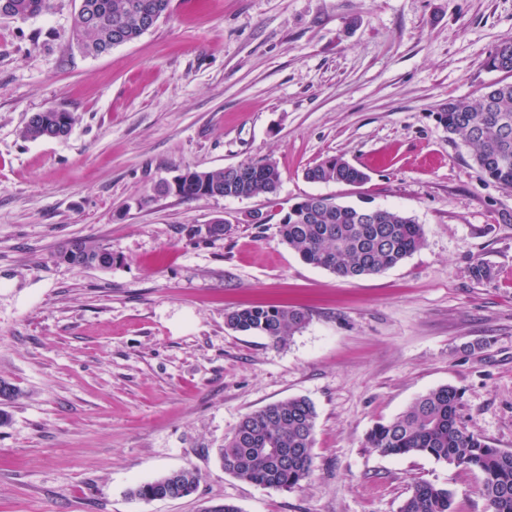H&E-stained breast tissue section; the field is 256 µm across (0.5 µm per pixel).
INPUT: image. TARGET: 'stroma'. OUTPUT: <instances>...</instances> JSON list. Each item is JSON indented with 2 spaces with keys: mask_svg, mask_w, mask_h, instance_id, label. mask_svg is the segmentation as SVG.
I'll list each match as a JSON object with an SVG mask.
<instances>
[{
  "mask_svg": "<svg viewBox=\"0 0 512 512\" xmlns=\"http://www.w3.org/2000/svg\"><path fill=\"white\" fill-rule=\"evenodd\" d=\"M76 7L0 19V380L18 391L0 512H399L423 481L485 512L477 472L384 456L365 436L451 385L460 426L512 450V189L482 179L436 118L512 83L483 64L512 38V0H173L97 57L67 39ZM48 108L72 115L69 135L24 138ZM332 156L368 180L305 179ZM265 160L273 195L153 192L187 169ZM317 194L397 210L423 244L352 280L309 265L277 227ZM217 219L223 235L208 236ZM76 240L111 245V268L61 261ZM480 263L491 278L473 276ZM261 303L310 321L281 346L227 326ZM295 396L317 411L310 476L281 491L225 472L240 418ZM177 469L200 475L190 496L128 497Z\"/></svg>",
  "mask_w": 512,
  "mask_h": 512,
  "instance_id": "obj_1",
  "label": "stroma"
}]
</instances>
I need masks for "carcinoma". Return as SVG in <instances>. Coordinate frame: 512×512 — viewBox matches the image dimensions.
<instances>
[{
  "mask_svg": "<svg viewBox=\"0 0 512 512\" xmlns=\"http://www.w3.org/2000/svg\"><path fill=\"white\" fill-rule=\"evenodd\" d=\"M54 0H0V17L25 20L51 10ZM153 7L156 21L169 16L171 0H79L69 41L84 54L131 43L143 31L140 12ZM485 64L512 72V40L488 53ZM448 134L473 149L478 173L505 188H512V83H493L479 95L448 100L437 113ZM72 117L53 109L34 114L23 136L37 140L68 131ZM281 174L272 161L243 163L235 170H186L180 174L178 196L251 198L277 191ZM312 182L358 184L367 174L341 157H329L306 172ZM278 235L300 258L341 279L374 275L400 264L418 249L423 229L412 218L381 209L374 220H362L360 208L343 206L324 196H307L281 218ZM59 257L71 264L112 268V247H91L75 241ZM307 310L279 305H258L227 314V325L242 333L265 336L283 344L309 322ZM459 394L450 385L420 395L391 421L376 424L365 437L368 447L385 456L424 454L450 466L474 470L481 477L480 493L488 512H512V450L494 448L482 437L465 431L457 421ZM317 413L304 397L271 402L244 414L220 449L224 471L235 477L290 491L312 471L311 448ZM199 475L181 469L166 472L128 491L144 502L190 495ZM400 512H455L453 493L429 482L415 485Z\"/></svg>",
  "mask_w": 512,
  "mask_h": 512,
  "instance_id": "1",
  "label": "carcinoma"
}]
</instances>
